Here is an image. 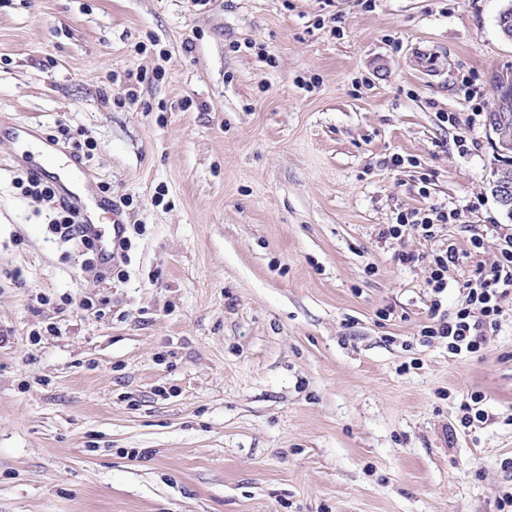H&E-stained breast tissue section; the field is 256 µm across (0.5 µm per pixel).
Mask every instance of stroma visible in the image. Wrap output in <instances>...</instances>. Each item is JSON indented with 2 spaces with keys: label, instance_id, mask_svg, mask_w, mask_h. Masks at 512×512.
<instances>
[{
  "label": "stroma",
  "instance_id": "stroma-1",
  "mask_svg": "<svg viewBox=\"0 0 512 512\" xmlns=\"http://www.w3.org/2000/svg\"><path fill=\"white\" fill-rule=\"evenodd\" d=\"M506 3L0 0V512H499L512 297L476 355L420 330L428 254L459 255L448 314L512 232ZM20 124L94 142L123 278L15 187ZM431 206L464 221L380 237ZM487 126L493 145L503 155L512 154V124L506 113L495 110L488 112ZM484 400V396L480 393L473 392L467 396L461 404L462 415L459 419L460 427L467 429L474 425L475 422L482 423L487 419L484 410L479 404Z\"/></svg>",
  "mask_w": 512,
  "mask_h": 512
}]
</instances>
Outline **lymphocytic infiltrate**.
Listing matches in <instances>:
<instances>
[{"label": "lymphocytic infiltrate", "mask_w": 512, "mask_h": 512, "mask_svg": "<svg viewBox=\"0 0 512 512\" xmlns=\"http://www.w3.org/2000/svg\"><path fill=\"white\" fill-rule=\"evenodd\" d=\"M15 182L24 194L49 205L53 212L50 232L86 253L84 270L94 281H105L114 265L125 262L129 248L127 237L118 238L111 256H104L101 248L83 235L76 214L59 205L50 185L27 175L16 177ZM462 218V213L455 209L414 210L398 214L395 223L383 227L380 235L397 238L412 233L432 240L436 237L437 226L458 224ZM497 251L496 260L477 266L472 278L463 282L462 302L447 316L441 313V295L448 286V268L458 263L459 257L450 244L432 252L428 279L430 322L422 327V336L446 340L449 353L456 356H470L484 349L488 333L498 331L501 326L503 300L512 295V233L499 236Z\"/></svg>", "instance_id": "obj_1"}]
</instances>
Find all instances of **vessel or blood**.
<instances>
[{"label": "vessel or blood", "instance_id": "obj_1", "mask_svg": "<svg viewBox=\"0 0 512 512\" xmlns=\"http://www.w3.org/2000/svg\"><path fill=\"white\" fill-rule=\"evenodd\" d=\"M13 135L19 145L16 161L31 175L49 181L61 202L75 211L84 235L97 239L101 248H108V233L122 224V213L98 194L81 160L68 150L59 156L53 154L54 143L50 140L35 146L29 127H15Z\"/></svg>", "mask_w": 512, "mask_h": 512}]
</instances>
